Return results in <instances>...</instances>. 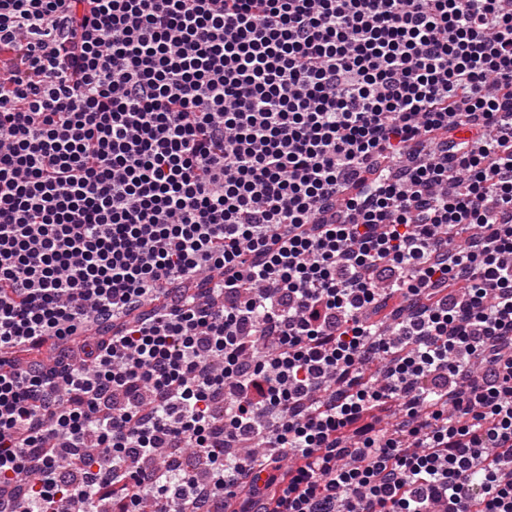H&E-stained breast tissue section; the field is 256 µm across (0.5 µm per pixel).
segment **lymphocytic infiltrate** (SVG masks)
<instances>
[{
	"label": "lymphocytic infiltrate",
	"instance_id": "obj_1",
	"mask_svg": "<svg viewBox=\"0 0 512 512\" xmlns=\"http://www.w3.org/2000/svg\"><path fill=\"white\" fill-rule=\"evenodd\" d=\"M504 2L0 0V487L512 512Z\"/></svg>",
	"mask_w": 512,
	"mask_h": 512
}]
</instances>
